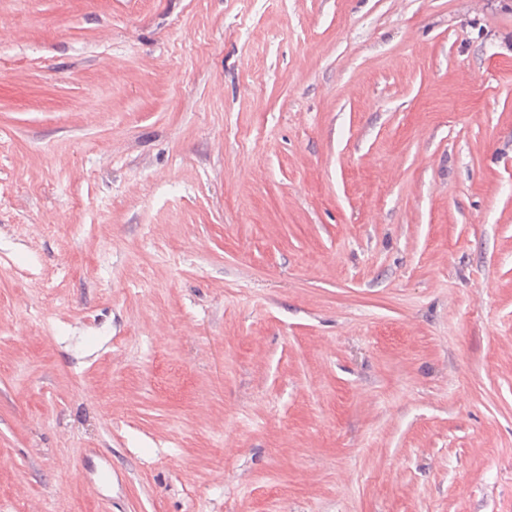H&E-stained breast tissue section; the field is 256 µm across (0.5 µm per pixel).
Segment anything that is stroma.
<instances>
[{
    "instance_id": "35a3bbf8",
    "label": "stroma",
    "mask_w": 512,
    "mask_h": 512,
    "mask_svg": "<svg viewBox=\"0 0 512 512\" xmlns=\"http://www.w3.org/2000/svg\"><path fill=\"white\" fill-rule=\"evenodd\" d=\"M0 512H512V0H0Z\"/></svg>"
}]
</instances>
